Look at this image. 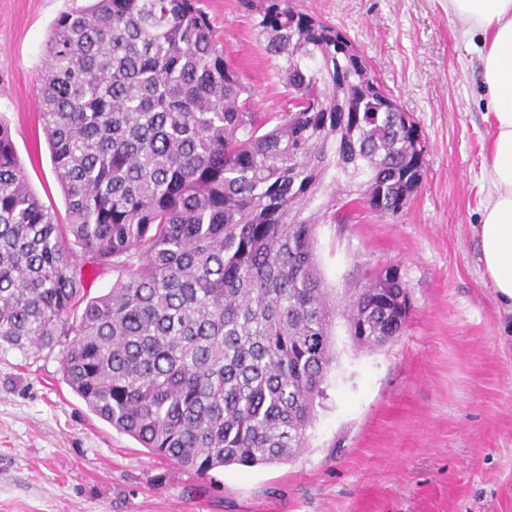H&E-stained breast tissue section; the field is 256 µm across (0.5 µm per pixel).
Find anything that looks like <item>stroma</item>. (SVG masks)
<instances>
[{
	"label": "stroma",
	"mask_w": 512,
	"mask_h": 512,
	"mask_svg": "<svg viewBox=\"0 0 512 512\" xmlns=\"http://www.w3.org/2000/svg\"><path fill=\"white\" fill-rule=\"evenodd\" d=\"M88 0H0V118L37 197L65 200L37 90L55 19ZM335 26L410 113L425 144L421 187L396 217L354 206L320 224L324 285L341 297L365 269H398L400 336L358 346L337 316L336 355L307 440L289 462L201 478L94 415L58 354L0 352V512H512V308L479 260L493 129L478 38L447 0H293ZM258 111H283L277 62L243 0H202Z\"/></svg>",
	"instance_id": "1"
}]
</instances>
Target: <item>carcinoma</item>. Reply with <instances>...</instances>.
<instances>
[{
  "mask_svg": "<svg viewBox=\"0 0 512 512\" xmlns=\"http://www.w3.org/2000/svg\"><path fill=\"white\" fill-rule=\"evenodd\" d=\"M289 108L252 109L201 0H93L61 13L38 106L66 217L33 193L0 121V351H58L98 417L201 477L304 447L334 360L314 231L347 199L380 215L425 150L365 57L290 0H244ZM117 273L84 301L86 265ZM352 339L404 329L399 276L366 270Z\"/></svg>",
  "mask_w": 512,
  "mask_h": 512,
  "instance_id": "obj_1",
  "label": "carcinoma"
}]
</instances>
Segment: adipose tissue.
<instances>
[{
    "mask_svg": "<svg viewBox=\"0 0 512 512\" xmlns=\"http://www.w3.org/2000/svg\"><path fill=\"white\" fill-rule=\"evenodd\" d=\"M448 13L481 37L486 118L493 131L487 175L492 187L478 229L484 272L512 307V0H448Z\"/></svg>",
    "mask_w": 512,
    "mask_h": 512,
    "instance_id": "adipose-tissue-1",
    "label": "adipose tissue"
}]
</instances>
